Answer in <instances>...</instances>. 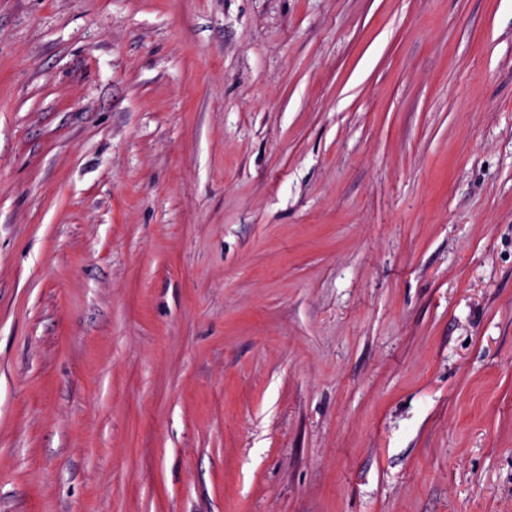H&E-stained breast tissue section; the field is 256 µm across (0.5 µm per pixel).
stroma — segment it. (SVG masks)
<instances>
[{"instance_id":"1","label":"stroma","mask_w":512,"mask_h":512,"mask_svg":"<svg viewBox=\"0 0 512 512\" xmlns=\"http://www.w3.org/2000/svg\"><path fill=\"white\" fill-rule=\"evenodd\" d=\"M0 512H512V0H0Z\"/></svg>"}]
</instances>
